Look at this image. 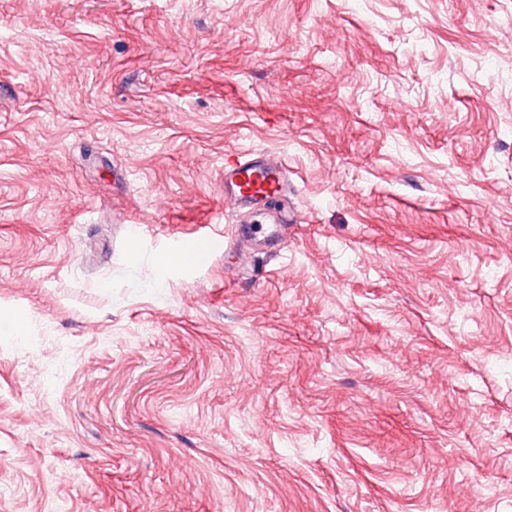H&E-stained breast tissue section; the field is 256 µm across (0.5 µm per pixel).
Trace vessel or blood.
I'll use <instances>...</instances> for the list:
<instances>
[{"mask_svg": "<svg viewBox=\"0 0 512 512\" xmlns=\"http://www.w3.org/2000/svg\"><path fill=\"white\" fill-rule=\"evenodd\" d=\"M288 169L284 161L267 152H249L224 166V201L238 214L260 215V222L236 224L231 240L246 241L253 254L273 255L281 250L282 240L296 213L282 204L288 197ZM219 245L213 233L204 231L192 241L179 242L178 262L196 265L204 262Z\"/></svg>", "mask_w": 512, "mask_h": 512, "instance_id": "obj_1", "label": "vessel or blood"}]
</instances>
